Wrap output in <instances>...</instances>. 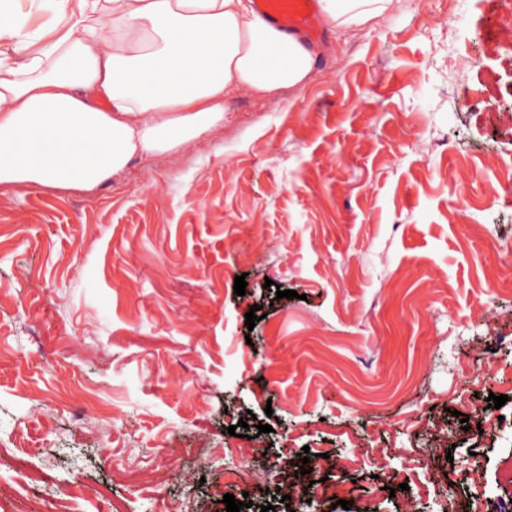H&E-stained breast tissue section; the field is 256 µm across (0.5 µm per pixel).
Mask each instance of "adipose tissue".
<instances>
[{"instance_id":"1","label":"adipose tissue","mask_w":512,"mask_h":512,"mask_svg":"<svg viewBox=\"0 0 512 512\" xmlns=\"http://www.w3.org/2000/svg\"><path fill=\"white\" fill-rule=\"evenodd\" d=\"M52 2L34 26L0 0V187L96 192L133 159L220 139L232 97L304 90L323 55L252 0ZM401 2L322 0V12L333 31Z\"/></svg>"}]
</instances>
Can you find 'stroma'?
Returning <instances> with one entry per match:
<instances>
[{
	"label": "stroma",
	"mask_w": 512,
	"mask_h": 512,
	"mask_svg": "<svg viewBox=\"0 0 512 512\" xmlns=\"http://www.w3.org/2000/svg\"><path fill=\"white\" fill-rule=\"evenodd\" d=\"M495 9L406 0L327 34L304 92L228 100L224 141L134 160L91 196L0 189V512H30L14 456L41 420L29 465L68 512H226L230 467L260 478L233 490L246 512H287L271 491L306 459L338 490L318 512L512 506V340L487 327L512 328L490 280L512 244V138L493 129L512 29ZM75 395L98 411L77 414ZM241 421L247 437L228 434Z\"/></svg>",
	"instance_id": "1"
}]
</instances>
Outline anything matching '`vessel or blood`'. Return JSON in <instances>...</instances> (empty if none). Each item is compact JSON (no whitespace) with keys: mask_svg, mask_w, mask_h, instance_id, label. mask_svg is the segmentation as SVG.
<instances>
[{"mask_svg":"<svg viewBox=\"0 0 512 512\" xmlns=\"http://www.w3.org/2000/svg\"><path fill=\"white\" fill-rule=\"evenodd\" d=\"M254 6L266 23L283 32L309 41L324 34L319 0H254Z\"/></svg>","mask_w":512,"mask_h":512,"instance_id":"b4317fda","label":"vessel or blood"}]
</instances>
